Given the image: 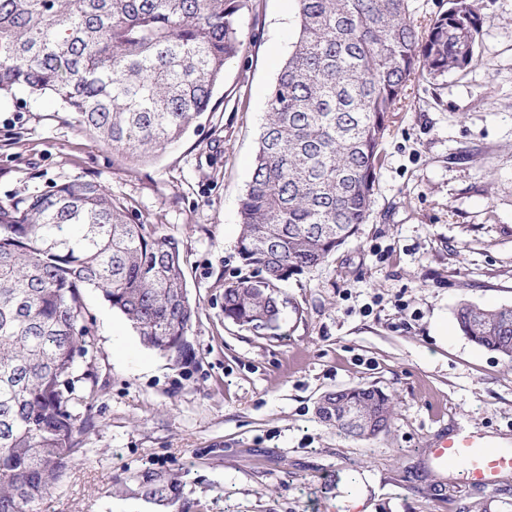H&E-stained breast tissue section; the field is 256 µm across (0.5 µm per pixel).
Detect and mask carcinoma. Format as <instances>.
<instances>
[{
    "mask_svg": "<svg viewBox=\"0 0 512 512\" xmlns=\"http://www.w3.org/2000/svg\"><path fill=\"white\" fill-rule=\"evenodd\" d=\"M296 37L267 101L240 204L237 254L256 275L224 288V319L280 328L279 285L326 261L373 204L389 115L418 75L476 61L479 19L466 0L422 30L409 0H294ZM248 0H0V93L50 94L83 129L137 164L208 111L242 47ZM176 238L133 224L96 181L74 180L0 204V512H41L82 455L75 363L94 351L81 289L99 290L147 348L179 363L194 317ZM460 332L512 363V304L454 311ZM375 413L393 401L357 386L318 405ZM339 432L363 439L340 419ZM115 492L177 512L180 477L147 469Z\"/></svg>",
    "mask_w": 512,
    "mask_h": 512,
    "instance_id": "obj_1",
    "label": "carcinoma"
}]
</instances>
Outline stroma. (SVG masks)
I'll return each instance as SVG.
<instances>
[{
    "mask_svg": "<svg viewBox=\"0 0 512 512\" xmlns=\"http://www.w3.org/2000/svg\"><path fill=\"white\" fill-rule=\"evenodd\" d=\"M478 60L412 82L392 112L374 204L327 262L283 283L277 334L224 319L240 202L270 91L288 57L294 0H249L243 46L208 111L155 160L134 165L49 95L0 96V202L94 180L174 236L195 317L193 354L144 347L101 293L84 289L98 392L83 457L44 512H145L112 492L144 469L180 473L189 512H512L494 487L427 461L443 431L512 440V364L457 328L455 306L512 303V0H469ZM390 395L387 432L358 440L316 415L326 392Z\"/></svg>",
    "mask_w": 512,
    "mask_h": 512,
    "instance_id": "obj_1",
    "label": "stroma"
}]
</instances>
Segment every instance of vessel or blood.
I'll return each instance as SVG.
<instances>
[{"mask_svg":"<svg viewBox=\"0 0 512 512\" xmlns=\"http://www.w3.org/2000/svg\"><path fill=\"white\" fill-rule=\"evenodd\" d=\"M428 454L432 462L442 468L464 465L470 480L487 488L495 485L502 471L512 468L511 451L457 433L443 436Z\"/></svg>","mask_w":512,"mask_h":512,"instance_id":"1","label":"vessel or blood"}]
</instances>
